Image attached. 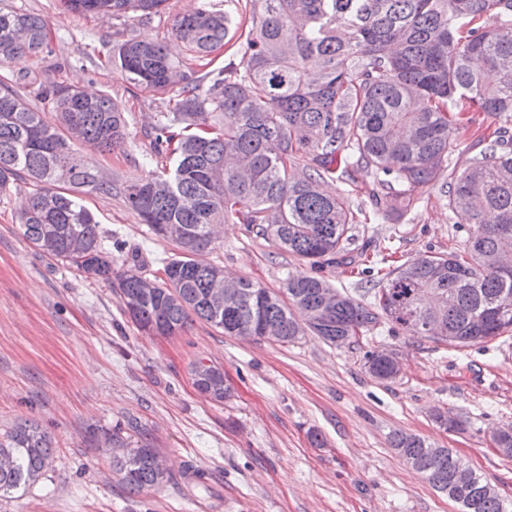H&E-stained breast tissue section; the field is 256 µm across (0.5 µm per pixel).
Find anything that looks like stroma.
I'll list each match as a JSON object with an SVG mask.
<instances>
[{"mask_svg": "<svg viewBox=\"0 0 512 512\" xmlns=\"http://www.w3.org/2000/svg\"><path fill=\"white\" fill-rule=\"evenodd\" d=\"M207 6L233 26L250 24L249 0H168L157 15L101 18L65 9L61 0H0V7L45 17L54 51L10 61L7 70L28 91L59 85L112 95L125 109L122 148L101 151L73 142L74 152L114 181L112 193L85 195L112 265L140 261L147 274L180 254L128 208L122 189L155 171L146 160L150 132L165 95L136 90L107 58L129 39L158 41L187 59L172 34L176 16ZM423 190L424 204L400 220L356 225L345 244L353 256L366 243L392 247L398 262L447 251L466 236L449 223L440 186ZM32 192L17 181L0 191V432L37 421L52 436L51 469L0 512H461L389 444L392 432L419 435L448 448L512 505V458L491 442L512 423V337L454 347L380 324L373 342L397 349L404 370L389 382L363 367V350L336 347L313 333L291 344L238 339L198 321L165 337L137 330L105 282L80 276L29 244L20 216ZM202 261L276 289L291 273L308 271L243 224H225ZM217 365L233 389L224 403L193 383L196 363ZM465 421L448 432L434 410ZM136 420L167 459L172 476L160 489L128 492L112 472V451L90 430ZM204 471L205 486L188 487L185 465Z\"/></svg>", "mask_w": 512, "mask_h": 512, "instance_id": "obj_1", "label": "stroma"}]
</instances>
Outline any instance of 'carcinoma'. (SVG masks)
<instances>
[{"instance_id": "obj_1", "label": "carcinoma", "mask_w": 512, "mask_h": 512, "mask_svg": "<svg viewBox=\"0 0 512 512\" xmlns=\"http://www.w3.org/2000/svg\"><path fill=\"white\" fill-rule=\"evenodd\" d=\"M167 0H62L69 11L114 16L159 13ZM252 21L240 62L205 73L207 88L190 78L160 43L129 39L114 49L126 81L143 92L179 90L153 127L149 160L170 165L123 187L129 209L182 256L149 281L139 269L116 271L93 214L81 195L110 193L111 182L71 151L73 140L108 150L123 145L126 121L109 94L77 88L38 93L52 98L59 124L44 121L28 93L0 74V189L30 181L35 192L20 217L24 237L44 254L87 278L113 285L124 313L150 335L176 336L195 320L225 335L288 344L310 331L334 345L339 336L360 345L381 321L418 336L428 317L427 289L446 343L469 347L512 334V0H251ZM173 35L192 61L224 46L230 19L200 8L174 20ZM49 22L0 9V62L53 51ZM503 121L497 139L450 168L452 144L474 113ZM373 173L360 186L357 173ZM448 169L441 188L448 221L468 225L461 249L421 255L392 269L388 256L371 261L380 284L364 303L343 293L326 326L319 310L333 286L299 272L275 291L240 278L237 294H216L224 268L195 255L215 242L216 225L249 224L312 269L345 260L356 224H382L423 201L422 189ZM339 180L350 190L324 189ZM368 194L367 212L352 196ZM374 346L366 372L395 379ZM194 384L210 400L231 397L224 370L195 365ZM127 447L123 428L101 434ZM398 455L463 512H505L495 487L477 473L459 488L461 459L422 437L394 433ZM54 455L50 435L30 420L0 436V498L21 496ZM112 472L131 493L169 479L159 449L139 430L136 447L112 459Z\"/></svg>"}]
</instances>
